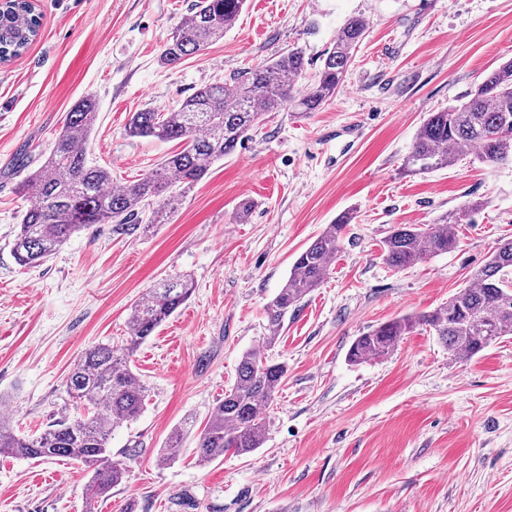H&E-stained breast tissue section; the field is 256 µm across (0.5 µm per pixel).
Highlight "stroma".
Returning <instances> with one entry per match:
<instances>
[{
	"label": "stroma",
	"mask_w": 512,
	"mask_h": 512,
	"mask_svg": "<svg viewBox=\"0 0 512 512\" xmlns=\"http://www.w3.org/2000/svg\"><path fill=\"white\" fill-rule=\"evenodd\" d=\"M191 2L34 0L39 37L0 65V414L27 433L74 415L64 381L81 353L122 348L133 303L187 274L191 297L132 357L149 398L112 435L126 475L94 512H512V335L457 359L419 328L387 358L347 357L356 336L446 304L512 237V162L468 156L403 172L428 114L512 59V0H246L223 40L163 65L162 45ZM351 15L367 34L318 112L266 114L165 223L97 224L43 264H17L11 243L31 205L18 185L82 96L99 105L88 158L119 186L177 148L126 136L131 113L175 106L291 48L315 73ZM475 199L485 206L459 226L452 251L404 270L386 264L394 226L430 224ZM344 215L326 279L266 348L287 373L264 413L263 447L199 463L195 433L242 354L268 335L267 303L297 255ZM180 426L182 455L160 462ZM89 478L67 459L0 454V512H84Z\"/></svg>",
	"instance_id": "35a3bbf8"
}]
</instances>
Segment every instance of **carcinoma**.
I'll return each mask as SVG.
<instances>
[{
	"label": "carcinoma",
	"instance_id": "obj_1",
	"mask_svg": "<svg viewBox=\"0 0 512 512\" xmlns=\"http://www.w3.org/2000/svg\"><path fill=\"white\" fill-rule=\"evenodd\" d=\"M245 0H196L163 44L161 64L173 66L224 38L239 17ZM41 27L29 0H4L0 6V59L23 54ZM367 33L360 15L348 17L320 57L314 79L302 84L308 61L293 48L276 59L240 73L230 81L206 84L176 106L134 112L127 134L180 143L140 178L110 189L108 169L88 160V138L98 115V102L87 95L66 113L64 126L45 162L19 183L18 190L34 197L23 214L12 243L21 266L39 265L60 250L72 236L94 224L122 229L142 220L160 224L181 200L183 185L203 178L218 161L233 154L247 133L268 112L283 109L307 116L336 97L354 52ZM475 150L485 163L512 161V60L487 73L469 98L432 112L417 130L404 171L417 174L447 168ZM483 203L467 201L432 224H405L384 240V260L403 269L457 246V227L470 222ZM348 218L327 227L296 257L290 274L266 305L271 334L278 339L288 312L321 286L340 248ZM189 276L170 277L136 301L128 316V336L119 352L97 344L83 352L65 381V392L78 410L45 430L15 434L0 419V454L44 460L66 458L86 467L91 476L83 491L86 512L122 482L124 469L112 460V432L143 411L147 389L131 367L134 351L192 295ZM419 326L432 331L458 359L474 357L503 336L512 335V239L503 241L471 284L448 303L418 316L384 322L356 337L349 360L360 363L389 355L398 341ZM286 374L280 363L250 350L243 354L236 381L212 409L197 435L199 462L209 463L233 451L250 453L262 447L266 434L263 412L273 402ZM183 430L171 435L161 453L164 462L181 454Z\"/></svg>",
	"mask_w": 512,
	"mask_h": 512
}]
</instances>
